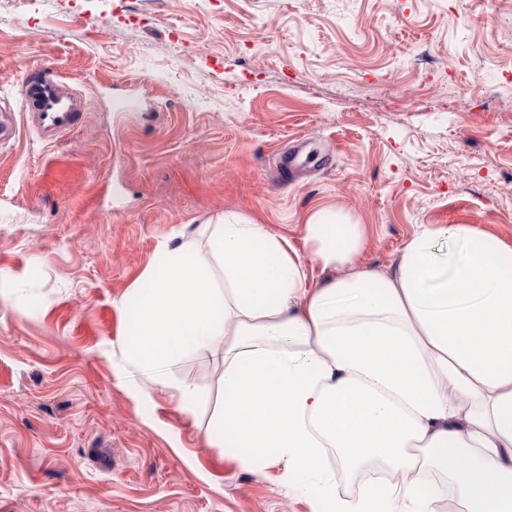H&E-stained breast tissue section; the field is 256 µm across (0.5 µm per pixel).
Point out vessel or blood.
<instances>
[{"label":"vessel or blood","mask_w":512,"mask_h":512,"mask_svg":"<svg viewBox=\"0 0 512 512\" xmlns=\"http://www.w3.org/2000/svg\"><path fill=\"white\" fill-rule=\"evenodd\" d=\"M83 109L81 98L51 75L29 78L21 85L19 112L0 109V142L15 137L21 120L43 142H56L78 127Z\"/></svg>","instance_id":"obj_1"}]
</instances>
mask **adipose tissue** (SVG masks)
I'll return each mask as SVG.
<instances>
[{
	"label": "adipose tissue",
	"instance_id": "adipose-tissue-1",
	"mask_svg": "<svg viewBox=\"0 0 512 512\" xmlns=\"http://www.w3.org/2000/svg\"><path fill=\"white\" fill-rule=\"evenodd\" d=\"M305 232L306 261L235 214L161 244L147 287L123 304L127 362L189 413L198 393L173 368L190 353L223 363L205 447L246 468L283 463L314 512H438L414 479L425 470L457 512H512V248L466 224H424L381 273L354 266L363 225L320 209ZM311 262L329 273L317 288ZM373 462L388 479L337 493V476Z\"/></svg>",
	"mask_w": 512,
	"mask_h": 512
}]
</instances>
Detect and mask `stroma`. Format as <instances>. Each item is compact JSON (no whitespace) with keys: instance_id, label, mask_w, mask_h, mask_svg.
I'll return each mask as SVG.
<instances>
[{"instance_id":"obj_1","label":"stroma","mask_w":512,"mask_h":512,"mask_svg":"<svg viewBox=\"0 0 512 512\" xmlns=\"http://www.w3.org/2000/svg\"><path fill=\"white\" fill-rule=\"evenodd\" d=\"M512 0H0V100L46 71L88 104L55 143H0V512H313L281 463L199 445L126 363L121 304L161 243L236 213L307 259L308 217L366 228L389 270L419 225L512 246ZM134 91L137 112L114 111ZM120 185L106 203L107 183Z\"/></svg>"}]
</instances>
